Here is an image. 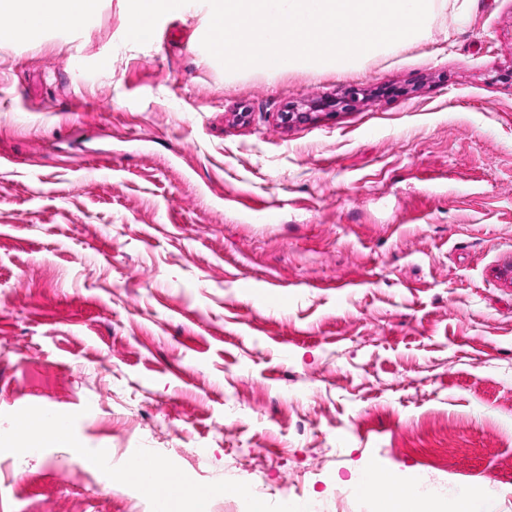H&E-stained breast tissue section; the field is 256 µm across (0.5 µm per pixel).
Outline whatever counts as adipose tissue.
<instances>
[{
  "label": "adipose tissue",
  "mask_w": 512,
  "mask_h": 512,
  "mask_svg": "<svg viewBox=\"0 0 512 512\" xmlns=\"http://www.w3.org/2000/svg\"><path fill=\"white\" fill-rule=\"evenodd\" d=\"M100 0H0V14L11 20L0 29V40H26L44 28L66 29L93 15ZM358 492L379 501L380 512H490L491 492L474 485L462 492L448 507H435L410 495L388 472L371 469L357 479Z\"/></svg>",
  "instance_id": "1"
}]
</instances>
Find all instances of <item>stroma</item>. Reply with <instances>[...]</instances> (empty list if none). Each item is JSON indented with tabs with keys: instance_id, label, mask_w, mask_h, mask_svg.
<instances>
[{
	"instance_id": "obj_1",
	"label": "stroma",
	"mask_w": 512,
	"mask_h": 512,
	"mask_svg": "<svg viewBox=\"0 0 512 512\" xmlns=\"http://www.w3.org/2000/svg\"><path fill=\"white\" fill-rule=\"evenodd\" d=\"M127 25L0 43V512H149L143 449L266 512H375L371 468L512 512V0L346 71H225L205 0ZM43 422L44 419L35 414H30L20 419L18 434L21 446L30 448L42 447L41 445L45 442V423ZM134 461L135 460L132 458L124 457L123 465L129 466V468L120 472L117 478L122 481L133 480L138 483L154 485L158 478L157 468L146 459H137L135 462Z\"/></svg>"
}]
</instances>
